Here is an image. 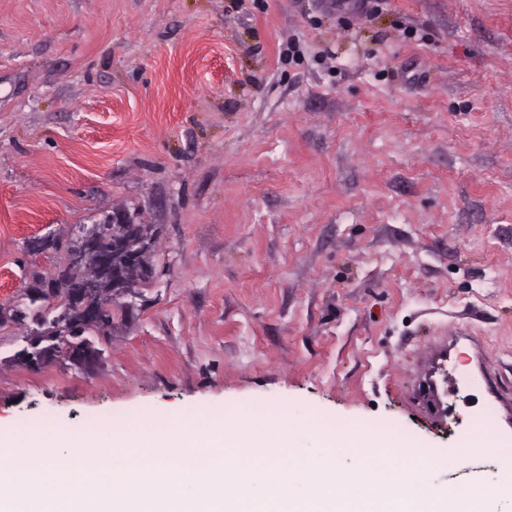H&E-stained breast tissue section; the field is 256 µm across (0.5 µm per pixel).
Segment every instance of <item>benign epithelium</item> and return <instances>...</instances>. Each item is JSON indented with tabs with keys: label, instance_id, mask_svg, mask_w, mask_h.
Wrapping results in <instances>:
<instances>
[{
	"label": "benign epithelium",
	"instance_id": "benign-epithelium-1",
	"mask_svg": "<svg viewBox=\"0 0 512 512\" xmlns=\"http://www.w3.org/2000/svg\"><path fill=\"white\" fill-rule=\"evenodd\" d=\"M133 223L126 211L112 213L102 224H79L74 233L81 244L77 253L67 257L65 272L74 277L70 294L58 298L49 293L37 294L32 301L37 303L34 317L40 318L64 306H78L86 309V319L90 324H101L112 315L116 296L134 292L136 283L125 274L126 266L140 259L148 251L151 242L148 231L138 230L137 243L140 248L130 250L125 233L127 225ZM105 281L108 287H100ZM30 349L22 350V356L33 367L45 364L49 350L40 348L37 338L29 339Z\"/></svg>",
	"mask_w": 512,
	"mask_h": 512
}]
</instances>
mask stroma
<instances>
[{"label":"stroma","mask_w":512,"mask_h":512,"mask_svg":"<svg viewBox=\"0 0 512 512\" xmlns=\"http://www.w3.org/2000/svg\"><path fill=\"white\" fill-rule=\"evenodd\" d=\"M116 210L152 225L153 279L90 366H30L34 322L0 323V433L285 402L430 448L486 409L512 435L484 387L444 423L414 391L460 324L512 395V0H0V307Z\"/></svg>","instance_id":"stroma-1"}]
</instances>
